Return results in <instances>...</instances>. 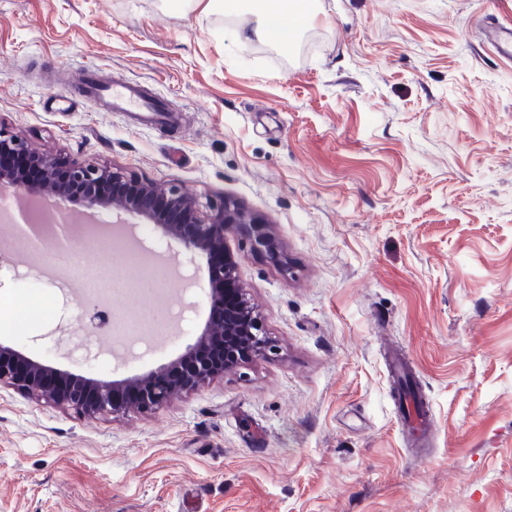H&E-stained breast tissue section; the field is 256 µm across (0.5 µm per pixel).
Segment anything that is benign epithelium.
<instances>
[{"label":"benign epithelium","instance_id":"1","mask_svg":"<svg viewBox=\"0 0 512 512\" xmlns=\"http://www.w3.org/2000/svg\"><path fill=\"white\" fill-rule=\"evenodd\" d=\"M0 191L19 190L31 197L53 195L63 202L71 195L57 180L65 166L71 184L83 189L84 207L99 212L110 206L180 244L192 256H224L226 235L236 230L255 255L289 270L288 256L279 248L272 228L263 219L230 199L209 198L202 204L172 184L161 190L154 183L122 168L99 166L61 155L33 150L20 135L0 125ZM112 181V197L96 193L99 183ZM210 315L195 342L175 361L148 374L109 385L49 370L10 346L0 344V386L7 385L87 416L119 417L131 407L150 411L174 396L198 389L224 372L269 359L276 344L260 313L238 285L237 265L208 262Z\"/></svg>","mask_w":512,"mask_h":512}]
</instances>
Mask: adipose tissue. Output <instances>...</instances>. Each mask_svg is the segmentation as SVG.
<instances>
[{
    "label": "adipose tissue",
    "mask_w": 512,
    "mask_h": 512,
    "mask_svg": "<svg viewBox=\"0 0 512 512\" xmlns=\"http://www.w3.org/2000/svg\"><path fill=\"white\" fill-rule=\"evenodd\" d=\"M205 9L220 8L228 13H247L254 19L249 29L233 30L235 39L250 36L288 49L303 29L310 26L317 12V0H195Z\"/></svg>",
    "instance_id": "adipose-tissue-1"
}]
</instances>
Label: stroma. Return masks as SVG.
<instances>
[{
	"mask_svg": "<svg viewBox=\"0 0 512 512\" xmlns=\"http://www.w3.org/2000/svg\"><path fill=\"white\" fill-rule=\"evenodd\" d=\"M293 49L246 15L180 0H0V125L271 224L289 271L224 248L278 354L165 406L80 416L0 387V512H512V0H319ZM140 83L164 125L88 106ZM0 223V344L109 383L179 357L209 317L205 259L141 226L70 247L54 276ZM116 327L177 303L173 337L85 346L71 287ZM411 359L434 420L398 424L387 360Z\"/></svg>",
	"mask_w": 512,
	"mask_h": 512,
	"instance_id": "1",
	"label": "stroma"
}]
</instances>
